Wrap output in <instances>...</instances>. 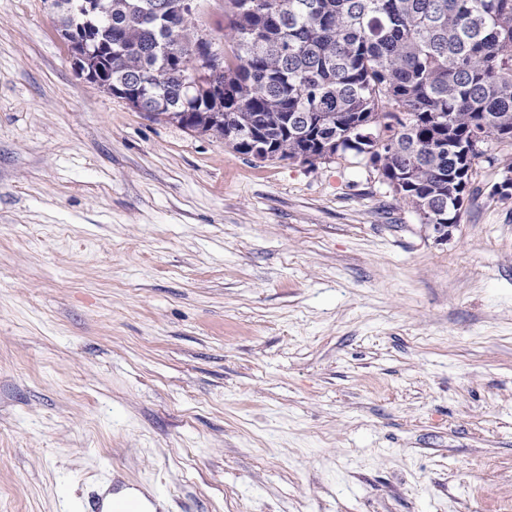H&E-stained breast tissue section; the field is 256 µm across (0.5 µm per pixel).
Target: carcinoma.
<instances>
[{
  "label": "carcinoma",
  "instance_id": "1",
  "mask_svg": "<svg viewBox=\"0 0 512 512\" xmlns=\"http://www.w3.org/2000/svg\"><path fill=\"white\" fill-rule=\"evenodd\" d=\"M182 6L72 0L97 84L242 155L352 151L424 224L460 223L467 158L512 143V0H224L222 94L193 80L211 42Z\"/></svg>",
  "mask_w": 512,
  "mask_h": 512
}]
</instances>
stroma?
I'll list each match as a JSON object with an SVG mask.
<instances>
[{"label":"stroma","instance_id":"1","mask_svg":"<svg viewBox=\"0 0 512 512\" xmlns=\"http://www.w3.org/2000/svg\"><path fill=\"white\" fill-rule=\"evenodd\" d=\"M61 30L0 0V512H512V148L440 240L353 154L136 111ZM107 499L105 507L108 509L111 508V504L115 508H125L131 505L144 512H156V507L140 492L133 489L121 490L118 493L109 495Z\"/></svg>","mask_w":512,"mask_h":512}]
</instances>
